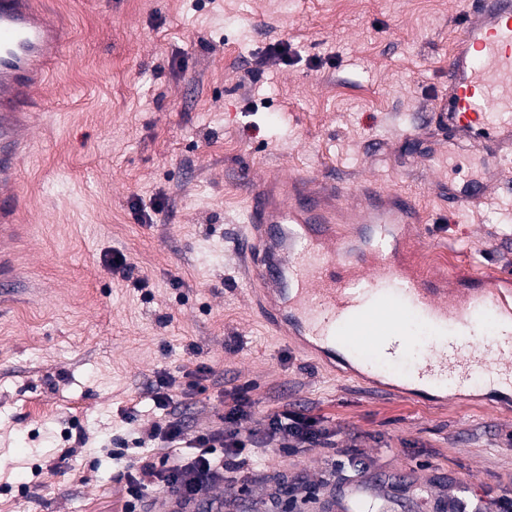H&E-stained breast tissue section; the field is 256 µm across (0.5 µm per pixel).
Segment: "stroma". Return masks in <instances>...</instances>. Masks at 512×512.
<instances>
[{
  "label": "stroma",
  "instance_id": "35a3bbf8",
  "mask_svg": "<svg viewBox=\"0 0 512 512\" xmlns=\"http://www.w3.org/2000/svg\"><path fill=\"white\" fill-rule=\"evenodd\" d=\"M36 0L69 35L40 96L46 115L19 168L17 289L0 304V512H125L123 467L165 451L144 423L184 440L224 426L247 388L259 418L287 405L330 447L269 444L198 512H439L455 489L487 512L512 499V404L378 393L330 373L249 310L236 253L246 184L277 170L365 178L409 194L448 230L449 266L512 273V183L448 220L440 180L478 155L430 163L413 134L448 82L467 0ZM287 42V64L263 63ZM153 214L141 223L139 210ZM119 252L130 276L106 257ZM145 287H136V280ZM215 372L179 408L148 384ZM141 433L143 435L142 439L145 436L149 441L161 438L170 443H177L181 441L180 437L183 434V430L178 421H170L165 428L156 424L141 426Z\"/></svg>",
  "mask_w": 512,
  "mask_h": 512
}]
</instances>
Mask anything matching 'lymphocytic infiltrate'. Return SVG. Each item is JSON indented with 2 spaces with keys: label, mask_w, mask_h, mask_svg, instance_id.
<instances>
[{
  "label": "lymphocytic infiltrate",
  "mask_w": 512,
  "mask_h": 512,
  "mask_svg": "<svg viewBox=\"0 0 512 512\" xmlns=\"http://www.w3.org/2000/svg\"><path fill=\"white\" fill-rule=\"evenodd\" d=\"M252 415L250 399L239 395L236 405L224 414L223 430L198 434L186 453L176 447L183 434L179 422L172 421L164 427L142 426L141 433L148 440L164 439L172 443L173 449L155 465L140 466L133 461L126 464V512H137L147 498L144 475L155 476L184 510L211 486L224 482L228 474L247 465L253 458V448L275 442L282 449L305 452L328 443L327 430L317 427L315 421L303 413L285 409L265 415L261 437L254 444H246L239 427Z\"/></svg>",
  "instance_id": "f902f5d3"
}]
</instances>
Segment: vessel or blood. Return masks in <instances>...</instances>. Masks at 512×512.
<instances>
[{"label":"vessel or blood","mask_w":512,"mask_h":512,"mask_svg":"<svg viewBox=\"0 0 512 512\" xmlns=\"http://www.w3.org/2000/svg\"><path fill=\"white\" fill-rule=\"evenodd\" d=\"M448 56V84L430 116L454 150L484 156L474 180L448 184V210L477 211L512 182V0H470ZM67 34L33 0H0V242L19 232L16 185L39 93ZM425 221L411 196L374 180L335 183L272 171L248 187L237 248L248 260L251 309L279 335L342 352L355 376L391 393L444 383L455 399L475 380L512 387V276L436 270L415 262ZM494 322L493 351L476 343ZM432 345L409 364L411 325Z\"/></svg>","instance_id":"vessel-or-blood-1"}]
</instances>
